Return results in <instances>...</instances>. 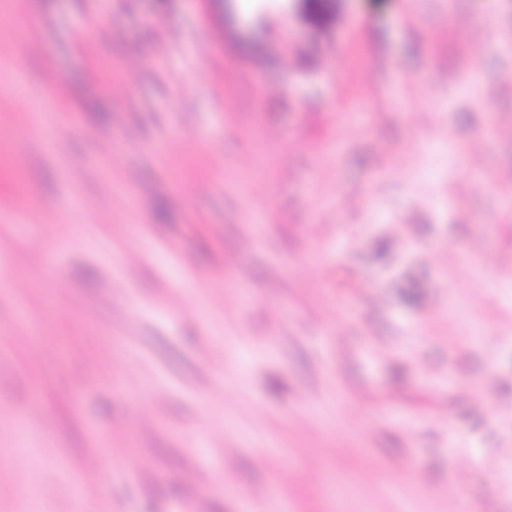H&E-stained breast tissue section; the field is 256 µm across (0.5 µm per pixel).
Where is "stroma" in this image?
Instances as JSON below:
<instances>
[{
  "label": "stroma",
  "mask_w": 512,
  "mask_h": 512,
  "mask_svg": "<svg viewBox=\"0 0 512 512\" xmlns=\"http://www.w3.org/2000/svg\"><path fill=\"white\" fill-rule=\"evenodd\" d=\"M0 512H512V0H7Z\"/></svg>",
  "instance_id": "1"
}]
</instances>
